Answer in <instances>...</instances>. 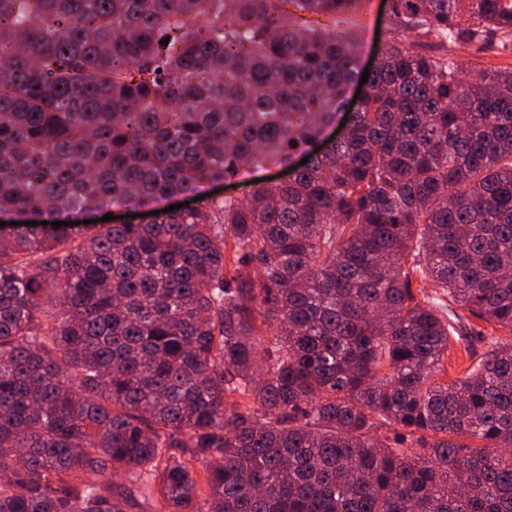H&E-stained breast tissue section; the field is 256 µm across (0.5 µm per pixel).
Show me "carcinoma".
Wrapping results in <instances>:
<instances>
[{"instance_id":"1","label":"carcinoma","mask_w":512,"mask_h":512,"mask_svg":"<svg viewBox=\"0 0 512 512\" xmlns=\"http://www.w3.org/2000/svg\"><path fill=\"white\" fill-rule=\"evenodd\" d=\"M360 2L0 0V213L286 164L360 85L285 182L0 243V512H512V339L435 379L458 310L512 334V70L390 41L362 84ZM403 30L506 48L512 0H392Z\"/></svg>"}]
</instances>
